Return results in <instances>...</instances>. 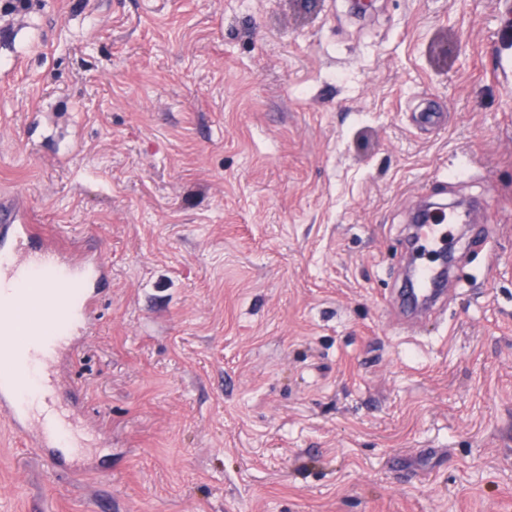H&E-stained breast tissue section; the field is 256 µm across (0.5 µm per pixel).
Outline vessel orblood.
<instances>
[{"mask_svg":"<svg viewBox=\"0 0 512 512\" xmlns=\"http://www.w3.org/2000/svg\"><path fill=\"white\" fill-rule=\"evenodd\" d=\"M111 282L112 266L101 252L31 223L20 198L0 197V294L12 296L9 313L0 314V335H11L12 316L20 309H37L32 348L9 376H0V420L47 449L56 468L76 445L77 398L76 388L57 370L93 328L100 297ZM435 286L430 265L421 264L414 299L432 300Z\"/></svg>","mask_w":512,"mask_h":512,"instance_id":"1","label":"vessel or blood"}]
</instances>
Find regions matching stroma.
<instances>
[{
    "label": "stroma",
    "mask_w": 512,
    "mask_h": 512,
    "mask_svg": "<svg viewBox=\"0 0 512 512\" xmlns=\"http://www.w3.org/2000/svg\"><path fill=\"white\" fill-rule=\"evenodd\" d=\"M1 194L112 286L87 472L0 421V512H512V0H30ZM426 199L472 229L407 321Z\"/></svg>",
    "instance_id": "obj_1"
}]
</instances>
